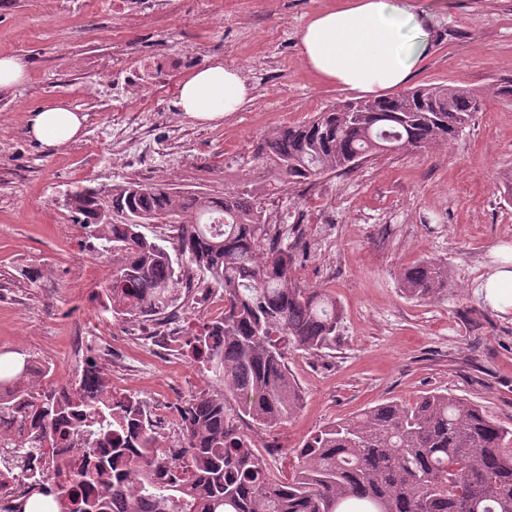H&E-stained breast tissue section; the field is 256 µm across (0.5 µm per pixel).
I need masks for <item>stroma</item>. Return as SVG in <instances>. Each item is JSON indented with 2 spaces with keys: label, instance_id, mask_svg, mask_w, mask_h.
<instances>
[{
  "label": "stroma",
  "instance_id": "obj_1",
  "mask_svg": "<svg viewBox=\"0 0 512 512\" xmlns=\"http://www.w3.org/2000/svg\"><path fill=\"white\" fill-rule=\"evenodd\" d=\"M430 21L429 46L413 86L449 85L477 94L482 109L452 145L369 157L345 174L284 182L258 153L277 128L353 100L306 69L296 35L338 0H183L165 25L113 13L110 0H0V57L28 64L25 82L0 90L13 103L0 112V355L23 353L48 366L49 383L68 385L83 366L72 359L77 337L112 388L137 396L158 414L207 389L208 377L181 347L211 317L181 289L174 321L159 341L133 336L136 320L104 308L112 256L78 224L71 191H110L127 183L166 182L216 197L246 191L263 208L268 233L291 247V276L335 297L343 319L335 343L288 351L303 402L281 427L239 420L271 473L292 477L294 450L329 422L384 400L411 401L442 389L474 402L512 428V311L486 306L476 286L491 250L512 244V195L501 175L512 170V103L498 85L512 79V0H415ZM157 39L200 67L214 57L238 70L252 89L240 111L200 122L178 103L156 112L142 133L149 158L129 148L105 111L106 87L92 86L89 58H107L113 40L146 48ZM63 102L84 115L66 146L48 148L27 134L29 112ZM447 262L450 285L435 301L401 291L404 270L421 259ZM120 342L111 363L101 345Z\"/></svg>",
  "mask_w": 512,
  "mask_h": 512
}]
</instances>
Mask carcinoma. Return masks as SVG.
I'll return each mask as SVG.
<instances>
[{
	"label": "carcinoma",
	"mask_w": 512,
	"mask_h": 512,
	"mask_svg": "<svg viewBox=\"0 0 512 512\" xmlns=\"http://www.w3.org/2000/svg\"><path fill=\"white\" fill-rule=\"evenodd\" d=\"M350 106L275 131L259 154L290 182L346 173L376 154L453 143L481 100L430 85ZM70 206L116 257L105 287L113 316L168 319L186 271L219 294L220 311L184 352L210 387L186 400L179 442L163 448L144 402L114 394L97 366L73 387L49 389L37 387L30 356L23 373L5 368L0 421L21 418L26 432L0 446V512H27L33 502L55 512H512V429L441 391L332 421L299 445L292 478L271 475L237 419L273 429L300 409L288 345L329 346L341 310L325 291L292 282L288 249L260 252L265 220L249 193L213 198L129 182L105 196L86 187ZM141 220L168 225L172 250L149 240ZM401 287L410 298L437 299L448 292V266L422 260ZM56 448L89 462L67 465ZM37 457L47 462L41 472L31 466Z\"/></svg>",
	"instance_id": "cac0c4a2"
}]
</instances>
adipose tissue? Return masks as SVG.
Masks as SVG:
<instances>
[{
    "instance_id": "adipose-tissue-1",
    "label": "adipose tissue",
    "mask_w": 512,
    "mask_h": 512,
    "mask_svg": "<svg viewBox=\"0 0 512 512\" xmlns=\"http://www.w3.org/2000/svg\"><path fill=\"white\" fill-rule=\"evenodd\" d=\"M427 45L414 0H343L315 13L299 33L300 56L320 81L373 98L406 87ZM250 94L239 71L215 59L184 78L179 104L191 118L215 121L239 111ZM82 121L69 107L50 104L31 112L27 128L34 140L52 148L75 139ZM478 293L498 312L512 309V244L492 251Z\"/></svg>"
}]
</instances>
